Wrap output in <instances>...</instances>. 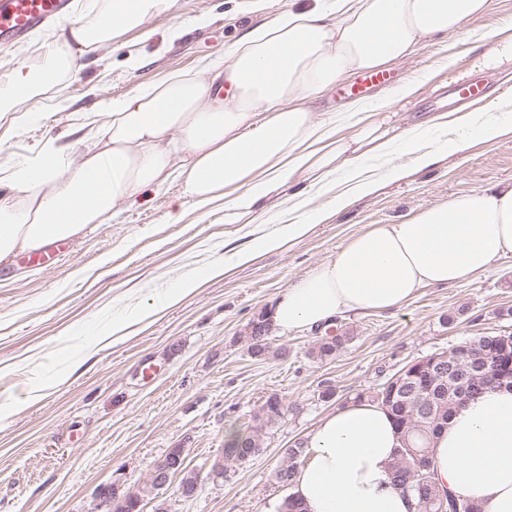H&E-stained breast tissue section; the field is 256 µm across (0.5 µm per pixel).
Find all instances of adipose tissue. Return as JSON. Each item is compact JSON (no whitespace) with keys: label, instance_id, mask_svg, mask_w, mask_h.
Returning <instances> with one entry per match:
<instances>
[{"label":"adipose tissue","instance_id":"ef3b65f1","mask_svg":"<svg viewBox=\"0 0 512 512\" xmlns=\"http://www.w3.org/2000/svg\"><path fill=\"white\" fill-rule=\"evenodd\" d=\"M173 4L85 0L37 57L17 59L0 76V113L25 124L36 115L18 112L23 102L47 96L63 106L58 89L84 56ZM491 7L492 0H293L287 11L249 27L219 62L133 88L103 111L74 114L70 131L80 142L50 136L35 153L0 167V264L76 240L89 225L110 223L125 200L173 181L197 208L220 203L239 217L276 188L332 185V207L341 211L466 149L470 139L496 143L512 132L495 116L512 105V93L432 117L446 139L430 145L420 127L393 123L390 98L349 112L318 115L312 108L345 76L405 60L425 38L455 34ZM321 220L316 211L260 235L212 265L210 277L309 235ZM508 254L512 183L398 224L367 225L275 296L272 327L300 333L346 314L397 309L420 288L490 272ZM199 286V277L181 280L129 320L103 327L99 338L120 340L129 324L175 306ZM397 446L384 408L367 400L347 405L307 436L290 493L307 512H416L414 500L390 482ZM431 471L440 489L474 499L483 512H512V391L490 388L455 408L434 439Z\"/></svg>","mask_w":512,"mask_h":512}]
</instances>
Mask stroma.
I'll use <instances>...</instances> for the list:
<instances>
[{
	"instance_id": "stroma-1",
	"label": "stroma",
	"mask_w": 512,
	"mask_h": 512,
	"mask_svg": "<svg viewBox=\"0 0 512 512\" xmlns=\"http://www.w3.org/2000/svg\"><path fill=\"white\" fill-rule=\"evenodd\" d=\"M288 4L176 0L173 10L148 17L141 30L88 56L86 68L64 83L68 109L50 108L44 99L25 103V110L43 118L14 131L0 165L67 130L71 113L98 109L133 87L216 59L248 23L267 21ZM509 21L512 0H494L486 18L464 22L452 37L424 40L413 56L391 65L395 85L420 84L397 121L420 125L465 105L445 59L455 55L457 68L468 70L478 41ZM175 26L184 34L168 41ZM132 54L142 59L135 69L127 65ZM501 181H512V135L493 144L474 142L357 200L311 235L205 281L153 322L131 326L122 341L104 343L95 353L84 347L100 326L123 315L117 300L149 301L154 289L203 272L227 249L287 223L288 188L274 192L248 220L228 224L223 210L195 208L174 182L127 201L111 223L67 244L54 267L21 254L1 263L0 403L24 398L39 376L58 381L39 401L0 416V512H93L99 485L141 488L153 465L176 447L199 476L198 493L187 500L166 487L147 496L145 512H272L289 493L275 479L284 450L326 415L378 390L413 360L472 336L512 333V254L458 285L423 288L400 309L339 317L353 339L329 361L309 354L314 330L272 333L282 357H252L243 337L246 323L366 225L396 224ZM172 213L178 222L169 221ZM64 347L86 354L76 372L56 360ZM328 386L335 394L325 400L320 393ZM272 395L285 405L284 419L264 431L263 447L248 463H225L226 431L249 422Z\"/></svg>"
}]
</instances>
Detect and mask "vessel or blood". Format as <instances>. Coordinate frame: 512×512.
<instances>
[{"mask_svg": "<svg viewBox=\"0 0 512 512\" xmlns=\"http://www.w3.org/2000/svg\"><path fill=\"white\" fill-rule=\"evenodd\" d=\"M71 0H0V43L23 46L32 31L65 16Z\"/></svg>", "mask_w": 512, "mask_h": 512, "instance_id": "1", "label": "vessel or blood"}]
</instances>
